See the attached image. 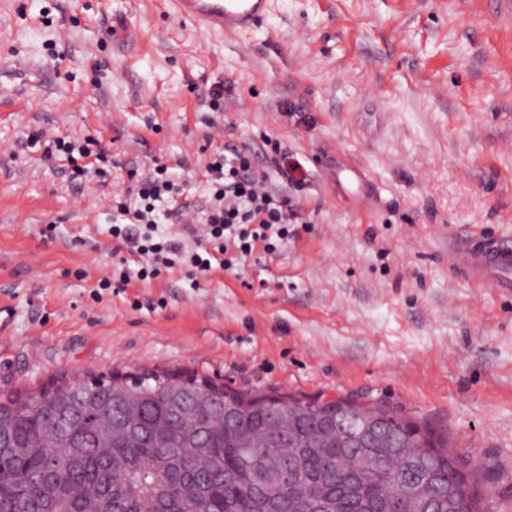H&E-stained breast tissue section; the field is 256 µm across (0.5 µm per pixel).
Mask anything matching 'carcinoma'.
Instances as JSON below:
<instances>
[{"instance_id":"1","label":"carcinoma","mask_w":512,"mask_h":512,"mask_svg":"<svg viewBox=\"0 0 512 512\" xmlns=\"http://www.w3.org/2000/svg\"><path fill=\"white\" fill-rule=\"evenodd\" d=\"M0 512H483L448 443L378 404L146 370L0 394Z\"/></svg>"}]
</instances>
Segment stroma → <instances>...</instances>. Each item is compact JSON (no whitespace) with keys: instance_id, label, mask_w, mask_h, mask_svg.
Here are the masks:
<instances>
[{"instance_id":"obj_1","label":"stroma","mask_w":512,"mask_h":512,"mask_svg":"<svg viewBox=\"0 0 512 512\" xmlns=\"http://www.w3.org/2000/svg\"><path fill=\"white\" fill-rule=\"evenodd\" d=\"M59 138L96 142L103 174L72 179ZM277 145L305 170L286 244L97 291L138 263L108 234L132 172L170 166L194 220L211 153L250 149L277 185ZM336 158L371 208L336 189ZM476 233L512 236L503 0H273L224 37L162 0H0V392L157 368L377 402L447 439L484 512H512V297L456 264ZM334 180L336 181V186L341 190L356 196H362L363 199L370 201L371 195L368 185L357 165L336 162Z\"/></svg>"}]
</instances>
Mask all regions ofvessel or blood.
Segmentation results:
<instances>
[{
    "instance_id": "obj_1",
    "label": "vessel or blood",
    "mask_w": 512,
    "mask_h": 512,
    "mask_svg": "<svg viewBox=\"0 0 512 512\" xmlns=\"http://www.w3.org/2000/svg\"><path fill=\"white\" fill-rule=\"evenodd\" d=\"M170 13L207 34H233L251 29L270 10V0H166ZM334 179L341 190L369 198L359 167L336 163ZM461 268L475 288L512 294V239L471 237L461 252Z\"/></svg>"
}]
</instances>
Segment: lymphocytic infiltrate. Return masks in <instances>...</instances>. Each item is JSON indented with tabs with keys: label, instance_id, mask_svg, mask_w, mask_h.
<instances>
[{
	"label": "lymphocytic infiltrate",
	"instance_id": "1",
	"mask_svg": "<svg viewBox=\"0 0 512 512\" xmlns=\"http://www.w3.org/2000/svg\"><path fill=\"white\" fill-rule=\"evenodd\" d=\"M276 167L287 185L294 182L299 165L288 153H281ZM205 169L209 197L197 226L183 223L187 208L173 203L182 188L161 161H154L126 195L116 197L112 207L121 220L110 227L109 234L144 259L136 273L122 271L121 281L133 275L142 281L155 278L161 268L173 267L179 259L186 260L199 275L207 274L216 264L232 270L256 246L268 250L274 243L287 240L290 224L298 220L287 185L268 186L251 152L234 149L218 153ZM163 218L171 224L183 223L186 237L194 242L192 251H184L180 241L159 234L158 224Z\"/></svg>",
	"mask_w": 512,
	"mask_h": 512
}]
</instances>
